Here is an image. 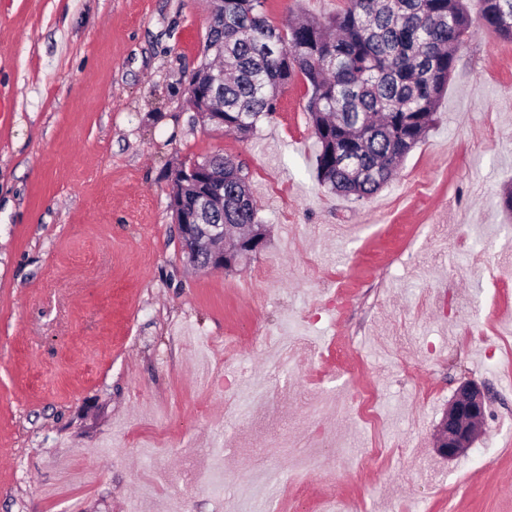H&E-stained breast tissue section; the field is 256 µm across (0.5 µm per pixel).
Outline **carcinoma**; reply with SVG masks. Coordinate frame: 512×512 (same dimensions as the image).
<instances>
[{
    "instance_id": "1",
    "label": "carcinoma",
    "mask_w": 512,
    "mask_h": 512,
    "mask_svg": "<svg viewBox=\"0 0 512 512\" xmlns=\"http://www.w3.org/2000/svg\"><path fill=\"white\" fill-rule=\"evenodd\" d=\"M512 0H344L335 15L273 25L264 0H222L194 72L205 108L224 113V133L242 140L276 111L277 93L299 72L318 143L317 179L366 199L386 185L436 121L438 104L471 35L473 18L512 41L498 20ZM224 236L254 233L243 250L266 244L242 166L224 157Z\"/></svg>"
}]
</instances>
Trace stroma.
<instances>
[{"label": "stroma", "mask_w": 512, "mask_h": 512, "mask_svg": "<svg viewBox=\"0 0 512 512\" xmlns=\"http://www.w3.org/2000/svg\"><path fill=\"white\" fill-rule=\"evenodd\" d=\"M343 0H265L279 27ZM209 0H0V512H512V41L482 22L459 53L437 121L368 199L316 179L317 145L294 75L242 140L188 107ZM242 165L270 230L232 270L187 264L170 207L180 163ZM236 343L224 370V339ZM276 404L243 423L224 387L276 375ZM210 373L194 382L196 341ZM420 365L418 384L397 362ZM491 394L484 435L453 461L435 426L458 385ZM373 395L382 421L309 414L317 395ZM280 435L278 457L266 453ZM335 439L375 465L290 479V450ZM117 444V458L92 449ZM231 449L224 492L188 485ZM163 450L155 476L143 454Z\"/></svg>", "instance_id": "35a3bbf8"}]
</instances>
